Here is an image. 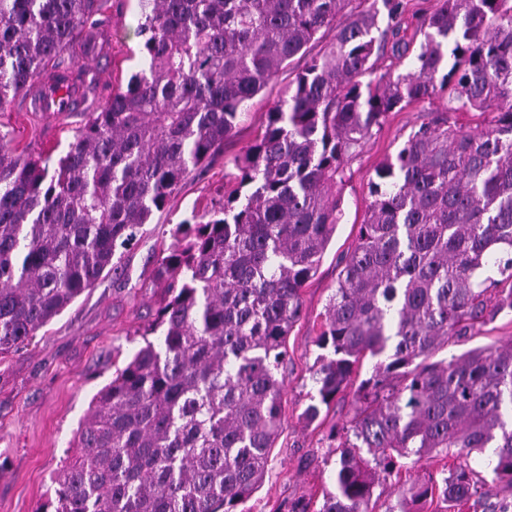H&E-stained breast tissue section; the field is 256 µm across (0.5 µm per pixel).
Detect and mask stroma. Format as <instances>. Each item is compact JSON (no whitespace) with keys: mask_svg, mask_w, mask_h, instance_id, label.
Here are the masks:
<instances>
[{"mask_svg":"<svg viewBox=\"0 0 512 512\" xmlns=\"http://www.w3.org/2000/svg\"><path fill=\"white\" fill-rule=\"evenodd\" d=\"M105 18L109 37L96 41L91 70L83 68L85 36H78L59 58L80 86L70 112L50 116L34 111L24 93L0 112V133L11 138L13 147L35 157L59 159L89 113L99 111L143 68L142 39L136 34L139 0H107ZM291 77L285 71L270 82L251 101L223 153L195 170L166 207L153 213L135 245L122 254L120 275L103 274L27 345L0 356V512H37L45 501L52 477L72 453L75 432L93 396L142 345L144 331L155 320L161 288L154 269L174 242L175 225L192 210L209 205L234 171L232 156L253 142L267 110L283 97ZM447 109L448 96L442 93L432 103L391 113L363 153L349 161L343 182L335 187L342 218L302 292L303 314L287 337L288 361L280 370L283 427L270 450L264 481L245 504L247 512H274L279 503L297 496L318 501L323 490L333 486L337 456L329 448L328 433L351 416L352 394L337 395L314 422L303 417L317 397L309 370L320 353L315 339L321 315L336 286L339 258L356 243L376 165L396 153L427 112Z\"/></svg>","mask_w":512,"mask_h":512,"instance_id":"stroma-1","label":"stroma"}]
</instances>
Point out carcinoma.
I'll return each instance as SVG.
<instances>
[{"mask_svg":"<svg viewBox=\"0 0 512 512\" xmlns=\"http://www.w3.org/2000/svg\"><path fill=\"white\" fill-rule=\"evenodd\" d=\"M147 68L89 114L66 154H16L0 135V356L93 287L189 174L236 129L246 104L309 57L232 164L234 186L174 231L158 261L165 296L143 345L92 400L75 454L39 512H238L263 482L282 426L286 339L341 210L333 193L389 113L448 92L466 126L421 123L369 182L342 255L310 370L318 402L353 385L330 430L334 490L320 508L371 512L401 460H450L398 487L385 512H512L470 465L493 449L512 492V340L436 358L476 325L512 314V0H439L412 70L374 72L379 10L351 0H142ZM104 0H0V110L84 30ZM333 37L309 56L323 31Z\"/></svg>","mask_w":512,"mask_h":512,"instance_id":"obj_1","label":"carcinoma"}]
</instances>
